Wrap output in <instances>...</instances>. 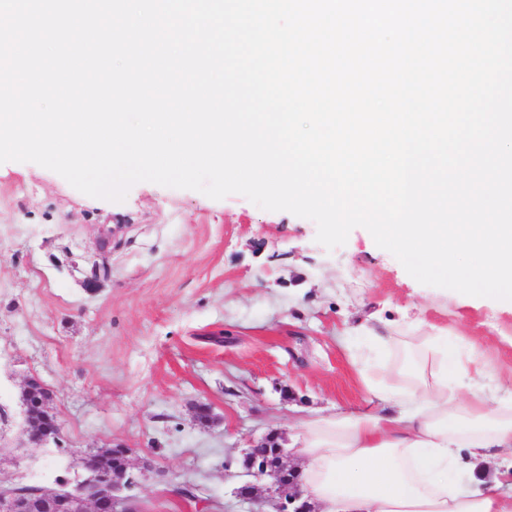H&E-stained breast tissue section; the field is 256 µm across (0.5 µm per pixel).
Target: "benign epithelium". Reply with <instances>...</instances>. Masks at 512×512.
I'll use <instances>...</instances> for the list:
<instances>
[{
  "label": "benign epithelium",
  "mask_w": 512,
  "mask_h": 512,
  "mask_svg": "<svg viewBox=\"0 0 512 512\" xmlns=\"http://www.w3.org/2000/svg\"><path fill=\"white\" fill-rule=\"evenodd\" d=\"M57 433L55 416L48 411L42 421L27 431L28 441L40 447ZM253 447H264L268 452L249 461L247 474L252 480L247 483L248 492L241 496L242 501L255 503L258 495L265 492L275 501L276 512H309L307 501L296 486L295 468L287 463L289 453L278 437L267 434ZM132 485V478L118 479L110 470L96 467L72 491L43 493L40 509L42 512H131V499L121 496V492ZM33 509L30 497L10 489L0 491V512H32Z\"/></svg>",
  "instance_id": "benign-epithelium-1"
}]
</instances>
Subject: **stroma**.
I'll return each instance as SVG.
<instances>
[{
    "label": "stroma",
    "instance_id": "stroma-1",
    "mask_svg": "<svg viewBox=\"0 0 512 512\" xmlns=\"http://www.w3.org/2000/svg\"><path fill=\"white\" fill-rule=\"evenodd\" d=\"M140 182L117 203L34 163L0 164V486L59 489L97 448L133 454L137 512H245L250 446L292 448L302 419L380 408L369 326L444 336L512 396V311L420 284L364 228ZM51 394L56 441L31 447L20 397ZM190 486L192 497L175 495Z\"/></svg>",
    "mask_w": 512,
    "mask_h": 512
}]
</instances>
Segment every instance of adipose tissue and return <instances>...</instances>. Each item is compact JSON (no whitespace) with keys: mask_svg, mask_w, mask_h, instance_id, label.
<instances>
[{"mask_svg":"<svg viewBox=\"0 0 512 512\" xmlns=\"http://www.w3.org/2000/svg\"><path fill=\"white\" fill-rule=\"evenodd\" d=\"M371 341L412 352L404 388L386 387L371 368L364 378L396 411L305 420L295 449L304 499L321 512H512V497L453 484L448 473L463 455L485 461L512 452V398L463 393L467 371L437 337Z\"/></svg>","mask_w":512,"mask_h":512,"instance_id":"1","label":"adipose tissue"}]
</instances>
